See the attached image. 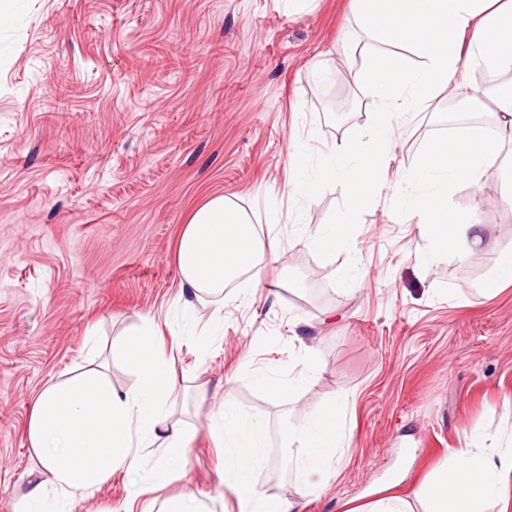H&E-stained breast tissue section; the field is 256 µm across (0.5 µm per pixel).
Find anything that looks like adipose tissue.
Returning <instances> with one entry per match:
<instances>
[{"instance_id":"obj_1","label":"adipose tissue","mask_w":512,"mask_h":512,"mask_svg":"<svg viewBox=\"0 0 512 512\" xmlns=\"http://www.w3.org/2000/svg\"><path fill=\"white\" fill-rule=\"evenodd\" d=\"M489 0H356L357 14L374 37L394 46L388 59L369 57L350 74L352 82L376 100L378 118L356 144L311 151L295 145L290 162L297 179L294 196L314 202L330 183L345 189L337 221L306 234L307 245L321 256L351 248L349 224L357 210L381 194L378 176L395 144L406 113L418 111L442 95L483 93L496 105L503 132L448 139L429 145L402 170L394 201L401 213L417 217L421 236L431 245L423 262L439 260L446 251L461 259L486 240V227L474 210H455L449 197L467 182L481 186L499 167L507 133H512V7L490 9ZM413 47L419 66L404 54ZM506 74V81L485 86L489 74ZM276 239H263L246 213L215 194L185 225L177 249L183 296L222 293L227 283L244 279L259 287V275L244 277L245 266L276 252ZM119 351L136 358L137 384L119 391L100 371L90 369L73 378L46 385L37 395L27 423V439L40 458L42 478L32 482L24 512H62V503L87 498L111 482L119 471H138L140 451L157 446L169 455H183L197 431L174 417L179 380L154 321L145 320ZM347 404L330 401L310 420L289 427L288 443L297 447L295 467L304 477L305 494L320 490L339 448L348 445ZM224 443L226 485L242 496L241 512H298L297 501L257 491L248 475L263 460L265 425L233 403L212 428ZM512 512V443L488 444L485 434L464 435L463 447L436 467L414 498L386 494L348 512Z\"/></svg>"}]
</instances>
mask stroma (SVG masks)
I'll use <instances>...</instances> for the list:
<instances>
[{
    "instance_id": "35a3bbf8",
    "label": "stroma",
    "mask_w": 512,
    "mask_h": 512,
    "mask_svg": "<svg viewBox=\"0 0 512 512\" xmlns=\"http://www.w3.org/2000/svg\"><path fill=\"white\" fill-rule=\"evenodd\" d=\"M351 2L11 0L0 12V512H19L37 477L26 435L37 394L91 364L116 390L133 388L135 359L112 343L147 319L181 343L177 416L197 439L171 460L167 486L150 482L163 449L146 448L136 473L115 475L71 512H160L188 491L210 512H239L210 436L226 400L268 430L257 489L305 498L303 512L413 494L466 431L512 433V285L482 292L512 250L499 174L480 189L459 184L449 199L478 208L492 230L469 259L420 263L429 242L386 192L358 210L351 254L323 257L299 241L333 221L345 192L328 186L308 206L289 196L291 144L351 141L376 117L348 73L388 47ZM325 63L332 75L317 78ZM452 105L444 96L408 116L385 179L440 140ZM211 193L279 249L259 263L260 288L234 282L223 305L206 296L188 309L175 251ZM351 260L361 282L345 292ZM302 342L317 350L314 380L289 397L257 384L262 373L296 376ZM332 399L347 403L351 445L324 489L305 497L283 428Z\"/></svg>"
}]
</instances>
